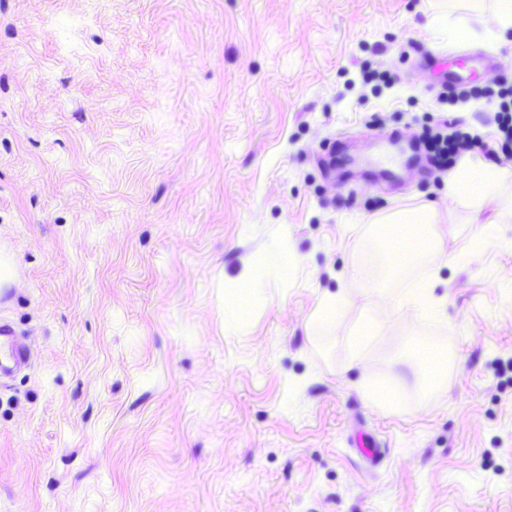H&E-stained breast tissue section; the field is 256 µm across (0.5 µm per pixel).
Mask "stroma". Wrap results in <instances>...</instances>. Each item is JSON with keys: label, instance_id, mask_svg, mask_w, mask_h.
Instances as JSON below:
<instances>
[{"label": "stroma", "instance_id": "1", "mask_svg": "<svg viewBox=\"0 0 512 512\" xmlns=\"http://www.w3.org/2000/svg\"><path fill=\"white\" fill-rule=\"evenodd\" d=\"M492 24V0H0V318L31 350L0 382V512H512V247L465 258L478 220L417 139L512 161L457 102L487 80L436 58L512 56ZM424 203L441 314L412 320L372 220ZM422 342L457 356L429 390Z\"/></svg>", "mask_w": 512, "mask_h": 512}]
</instances>
